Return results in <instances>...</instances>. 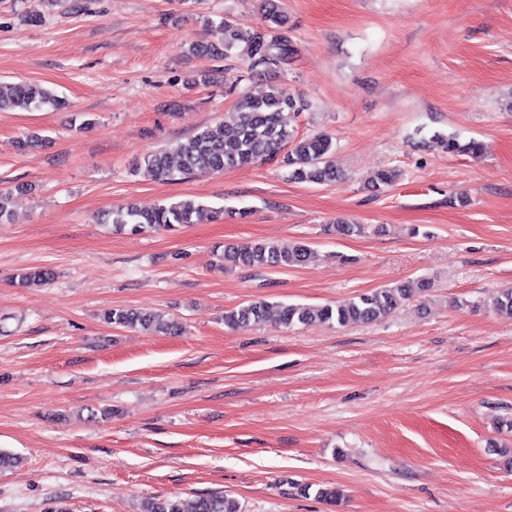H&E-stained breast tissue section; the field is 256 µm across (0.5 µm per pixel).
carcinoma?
Here are the masks:
<instances>
[{"mask_svg":"<svg viewBox=\"0 0 512 512\" xmlns=\"http://www.w3.org/2000/svg\"><path fill=\"white\" fill-rule=\"evenodd\" d=\"M285 16L278 6L266 0L262 22L243 28L226 20L221 26L224 51L237 50L244 57L251 72H275L286 64L294 52L292 41L284 31ZM235 93L232 109L224 113V120L206 126L184 141L149 155L144 166L155 179L167 181L176 175L199 172H221L230 168L248 166L260 153L275 157L281 149L291 146L283 156L289 168V177L298 183L332 184L337 174L330 154L332 138L324 133L295 137L288 129V115L303 109L301 99L288 90L273 86L262 96H254L244 89L230 87ZM43 105L55 108L65 101L38 84L26 81L0 82V111L6 109L30 110ZM450 154L480 156L482 146L477 141L460 142L450 136L443 139ZM219 212L192 200L162 204L151 210H142L128 204L112 212V224L119 230L132 233L172 230L180 224H197L217 218ZM311 249L304 243L282 248L274 243L257 241L251 244L224 245V261L254 269L294 268L309 263ZM54 273L45 267H36L18 275V285L27 287L52 280ZM433 287L429 280H421L417 287L406 284L376 288L336 305L310 306L303 304L278 305L277 319L286 326L321 322L345 326L352 323L373 322L388 316L416 292ZM488 306L496 313L512 319V288H503L492 296ZM270 314V306L263 301L224 313V325L231 329L257 324ZM107 324L139 327L145 331L176 334L181 326L164 313L154 310L112 308L103 313ZM142 512H240L236 500L224 494L198 497L190 507L178 499L152 498L141 505Z\"/></svg>","mask_w":512,"mask_h":512,"instance_id":"1","label":"carcinoma"}]
</instances>
